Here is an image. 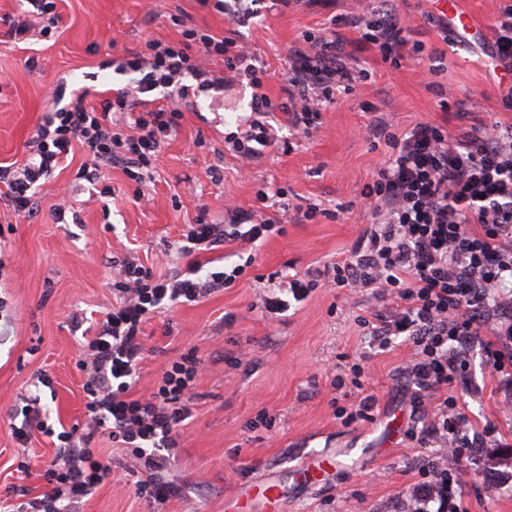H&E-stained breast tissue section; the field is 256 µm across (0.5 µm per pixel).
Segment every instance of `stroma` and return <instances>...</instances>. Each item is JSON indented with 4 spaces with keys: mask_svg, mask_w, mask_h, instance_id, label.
<instances>
[{
    "mask_svg": "<svg viewBox=\"0 0 512 512\" xmlns=\"http://www.w3.org/2000/svg\"><path fill=\"white\" fill-rule=\"evenodd\" d=\"M60 20L49 36L25 42L8 36L19 16L18 0H0V166L20 163L28 143L54 103L48 90L64 82L68 92L111 96L127 81L112 63L140 51L145 40L175 43L188 27L231 36L266 69L264 87L283 99L290 48L303 33L337 30L345 48L370 78L353 92L338 94L311 135L280 122L283 144L266 149L250 172H242L226 140L242 131L253 110L254 89L237 77L223 90L192 98L179 127L162 145L143 185L122 168L105 182L110 204L90 196L75 176L86 156L74 147L36 192L33 214H16L0 197V297L8 320L0 337V492L22 485L30 496L45 486L40 470L56 455L53 440L34 433L27 445L11 436L8 411L21 404L38 374L51 379L42 403L52 428L71 426L84 415L86 374L78 365L80 334L70 316L93 318L115 304L110 284L116 262L127 256L156 265L199 215L223 223L224 207L250 211L294 207L284 232L254 250L225 243L224 265L254 263L232 287L200 302L178 305L144 327V360L129 391L152 392L162 365L195 351L204 369L196 380L194 419L180 433L170 477L180 495L153 510L137 492L148 481L129 451L97 437L119 482L99 485L82 512H224V498L241 485L271 475L288 487L284 512H395L400 492L419 480L427 449L404 437L411 405L396 374L413 347L396 337L380 352L358 324L359 317L384 311L371 292L318 288L282 314L267 315L258 301L257 276L304 273L345 257L367 225L373 207L364 192L383 163L384 141L369 136L376 113L399 131L419 123L441 124V98L463 102L484 121L512 122L493 72L491 40L443 33L437 0H395L396 13L423 55L399 65L383 61L348 26L333 22L375 7L377 0H252L249 19L204 8L199 0H54ZM444 53L443 69L427 75L429 53ZM68 189L71 217L57 220L59 189ZM317 205L322 213L305 219ZM361 364L362 388L333 386ZM476 390H460L473 418L491 424L499 445L482 451L480 465H463L461 490L469 512H512V415L502 413L505 395L485 367L481 350L471 356ZM375 395L373 421L343 424L338 408ZM267 411L272 427L255 425ZM310 461L324 481L308 488L294 465ZM28 472H21V464Z\"/></svg>",
    "mask_w": 512,
    "mask_h": 512,
    "instance_id": "35a3bbf8",
    "label": "stroma"
}]
</instances>
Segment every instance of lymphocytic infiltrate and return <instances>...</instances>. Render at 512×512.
I'll use <instances>...</instances> for the list:
<instances>
[{
	"label": "lymphocytic infiltrate",
	"instance_id": "f902f5d3",
	"mask_svg": "<svg viewBox=\"0 0 512 512\" xmlns=\"http://www.w3.org/2000/svg\"><path fill=\"white\" fill-rule=\"evenodd\" d=\"M349 23L362 42L392 64L424 50L398 19L391 0H379ZM491 32L494 66L509 83L505 98L511 102L512 4L500 10ZM289 59L287 100L279 103L262 93L266 71L235 38L190 27L174 44L146 41L143 52L116 68L120 74L137 73V80L112 97L94 103L87 94L68 96L62 87H54L51 95L59 108L39 125L25 163L0 167V184L15 212H31L37 189L76 143L90 158L77 172L89 185L98 186L102 169L115 164L129 179L142 181L178 126L179 105L189 100L191 86L223 87L228 72L248 78L258 90L256 119L232 140L233 151L247 165L278 140L269 115L284 113L289 126L311 134L335 94L354 90L368 77L333 34L304 35L290 49ZM160 89L176 94V101L151 104V95ZM440 108L457 120L455 131L421 123L399 132L385 118H375L371 132L390 149L369 189L376 203L375 224L364 230L344 259L292 275L286 284L288 298L272 291L261 297L264 307L275 311L322 286L369 289L390 303L388 312L361 318L360 323L379 347H387L395 336L412 344L401 383L412 396L405 436L429 451L418 468L419 483L399 499L401 512H468L457 467L474 460L486 445L483 429L456 395L458 386L471 384L473 348L482 349L493 377L509 393L506 406H512V126L497 121L470 125L459 101H441ZM289 212L286 206L270 216L232 208L228 223L198 220L177 243L189 264L163 275L124 262L112 284L121 302L105 313L84 342L83 422L54 431L36 390L9 412L14 439L27 443L36 429L56 437L58 461L41 473L44 494L31 499L24 487L11 486L9 502L0 512H80L84 499L114 476L110 463L91 446L100 433L130 448L150 471V481L139 486L150 503L161 506L179 494L166 472L176 458L180 430L194 416L193 387L203 363L195 354L183 355L161 369L148 396L129 398L144 351L142 328L169 308L231 287L244 272L240 265L205 272L196 256L217 252L229 241L252 245L281 233Z\"/></svg>",
	"mask_w": 512,
	"mask_h": 512
}]
</instances>
